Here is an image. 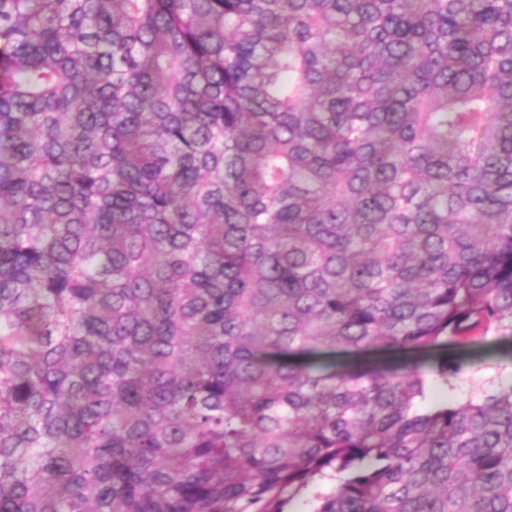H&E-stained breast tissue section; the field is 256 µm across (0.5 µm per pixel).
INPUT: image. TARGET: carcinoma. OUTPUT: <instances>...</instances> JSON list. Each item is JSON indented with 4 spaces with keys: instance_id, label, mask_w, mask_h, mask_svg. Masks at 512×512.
Listing matches in <instances>:
<instances>
[{
    "instance_id": "1",
    "label": "carcinoma",
    "mask_w": 512,
    "mask_h": 512,
    "mask_svg": "<svg viewBox=\"0 0 512 512\" xmlns=\"http://www.w3.org/2000/svg\"><path fill=\"white\" fill-rule=\"evenodd\" d=\"M498 346L512 0H0V512H512ZM505 364H507V369H499L502 365ZM510 375L512 377V362L510 364L509 357H489L486 359L484 364H482V370L478 374L472 375L470 373H467L460 378L458 382V392L459 394L462 395L471 394L473 382H476L479 379V376H481L482 379L489 381L495 380L499 376L503 378H508Z\"/></svg>"
}]
</instances>
